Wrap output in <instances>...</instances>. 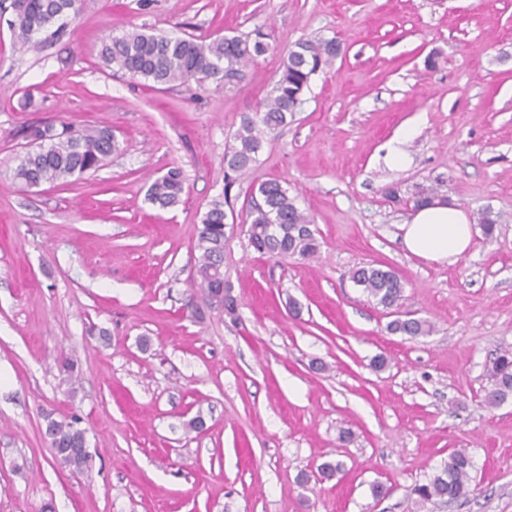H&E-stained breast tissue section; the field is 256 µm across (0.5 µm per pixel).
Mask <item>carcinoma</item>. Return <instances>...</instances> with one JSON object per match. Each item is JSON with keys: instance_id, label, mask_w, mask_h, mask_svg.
Masks as SVG:
<instances>
[{"instance_id": "1", "label": "carcinoma", "mask_w": 512, "mask_h": 512, "mask_svg": "<svg viewBox=\"0 0 512 512\" xmlns=\"http://www.w3.org/2000/svg\"><path fill=\"white\" fill-rule=\"evenodd\" d=\"M76 3L77 0H13V26L18 38L24 43L38 35L43 42L59 39L67 31L69 17L76 12ZM269 40L270 34L260 30L252 35H218L207 42L189 35L171 37L135 29L104 41L101 58L132 79L144 78L160 86L191 80H215L228 86L245 78L246 66L268 51ZM340 52L341 46L333 38L301 39L287 49L262 108L242 113L240 127L225 145L227 172L238 174L256 166L267 135L293 120L312 76L330 66ZM27 137L38 145L27 151L13 170L14 178L27 187L95 171L119 149L112 130L105 127L47 123L30 127ZM232 183L233 179H228L224 202L213 204L197 227L195 248L199 256L194 273L203 299L229 316L236 313L231 286L224 282V244L231 230L227 216L234 212L227 191ZM183 192L182 171L173 168L154 180L147 200L155 207L167 209L181 202ZM252 193L258 194L260 201L246 209L243 224L254 251L303 261L319 253L318 230L281 181L264 180ZM349 279L385 309L398 310L405 300V281L389 267L357 266L349 271ZM387 329L417 338L429 335L433 327L425 319L409 317L391 320ZM487 372L490 387L483 396V404L493 408L512 400V352L497 353ZM45 430L50 433L51 447L56 449L57 464L79 472L92 468V455L83 451L87 447L85 430L79 427L77 417L56 420L48 416ZM474 467L469 452L456 449L426 482L414 485L412 494L421 503L465 499L471 493Z\"/></svg>"}]
</instances>
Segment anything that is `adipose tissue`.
Wrapping results in <instances>:
<instances>
[{
	"instance_id": "obj_1",
	"label": "adipose tissue",
	"mask_w": 512,
	"mask_h": 512,
	"mask_svg": "<svg viewBox=\"0 0 512 512\" xmlns=\"http://www.w3.org/2000/svg\"><path fill=\"white\" fill-rule=\"evenodd\" d=\"M400 231L406 250L428 261L456 262L472 243L467 214L440 199L418 207Z\"/></svg>"
}]
</instances>
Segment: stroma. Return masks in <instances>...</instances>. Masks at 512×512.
Returning a JSON list of instances; mask_svg holds the SVG:
<instances>
[{"label":"stroma","mask_w":512,"mask_h":512,"mask_svg":"<svg viewBox=\"0 0 512 512\" xmlns=\"http://www.w3.org/2000/svg\"><path fill=\"white\" fill-rule=\"evenodd\" d=\"M10 3L0 0V512H512V401L482 403L490 358L512 350V0H80L69 32L38 46L17 40ZM134 28H260L271 48L238 85L163 90L100 59L106 37ZM317 38L341 54L225 186L224 144L242 113L266 100L285 49ZM47 120L110 127L120 150L67 183L23 188L13 169L25 129ZM401 136L407 162L394 169L385 146ZM172 168L184 194L162 210L148 188ZM269 178L310 216L320 252L267 258L235 229L224 246L232 319L194 283L196 228L227 195L245 212ZM432 188L476 224L451 264L401 242L412 194ZM366 263L398 272L403 310L432 334L388 331L386 309L349 280ZM65 357L74 374L59 370ZM73 416L88 473L56 464L43 434L47 418ZM197 417L200 433L187 428ZM457 448L474 459V492L418 505L411 487ZM336 460L342 472L324 477Z\"/></svg>","instance_id":"35a3bbf8"}]
</instances>
